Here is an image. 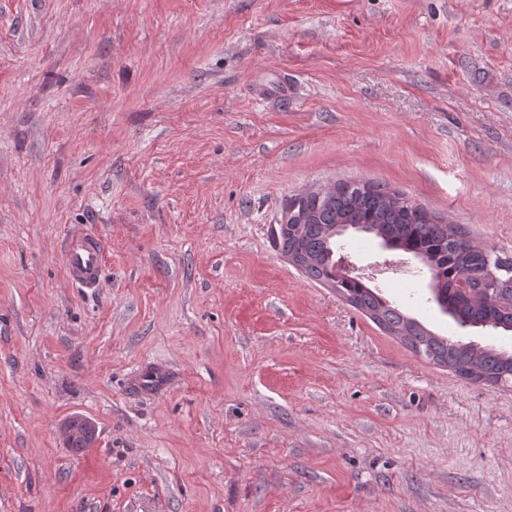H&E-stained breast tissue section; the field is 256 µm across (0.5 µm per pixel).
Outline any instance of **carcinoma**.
I'll return each mask as SVG.
<instances>
[{"mask_svg": "<svg viewBox=\"0 0 512 512\" xmlns=\"http://www.w3.org/2000/svg\"><path fill=\"white\" fill-rule=\"evenodd\" d=\"M289 223L279 235L284 253L301 261L311 279L328 285L415 352L458 375L496 384L512 378V354L483 350L470 342L430 333L419 322L387 304L364 281L339 273L333 259L337 228L358 224L427 269L434 301L458 327L512 332V258L466 238L461 228L429 212L405 193L375 181L339 182L322 191L304 190L288 198Z\"/></svg>", "mask_w": 512, "mask_h": 512, "instance_id": "1", "label": "carcinoma"}]
</instances>
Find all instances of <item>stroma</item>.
<instances>
[{
	"instance_id": "35a3bbf8",
	"label": "stroma",
	"mask_w": 512,
	"mask_h": 512,
	"mask_svg": "<svg viewBox=\"0 0 512 512\" xmlns=\"http://www.w3.org/2000/svg\"><path fill=\"white\" fill-rule=\"evenodd\" d=\"M355 180L512 257V0H0V512H512V380L415 353L275 245L290 195ZM341 253L512 353L402 252ZM63 256L71 282L85 288L99 285L104 263V247L100 238L75 230L64 242Z\"/></svg>"
}]
</instances>
